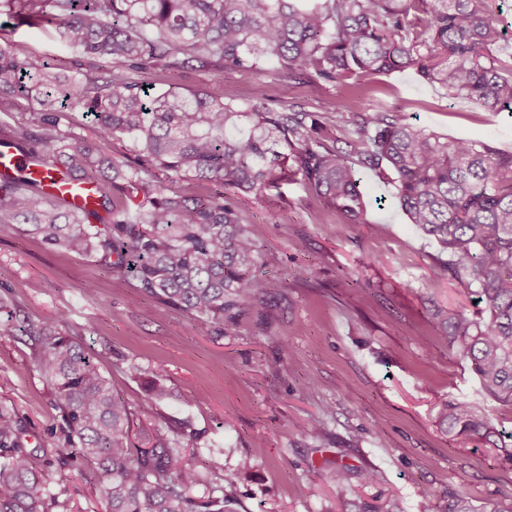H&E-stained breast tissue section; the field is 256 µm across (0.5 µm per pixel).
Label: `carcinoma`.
<instances>
[{
	"mask_svg": "<svg viewBox=\"0 0 512 512\" xmlns=\"http://www.w3.org/2000/svg\"><path fill=\"white\" fill-rule=\"evenodd\" d=\"M21 15L50 7L58 39L86 58L82 77L0 48V112L16 94L41 111L0 126L20 153L38 150L46 171L95 184L79 209L51 197L43 180L0 182V225H16L48 249L86 256L136 288L218 326L257 299L260 229L244 222L222 191L185 196L159 173L219 182L260 194L288 176L323 197L350 224L367 200L356 167L384 174L411 223L448 258L433 275L477 287L480 315L437 307L432 317L448 351L471 363L482 389L512 407V154L469 139L448 140L381 106L355 102L340 122L331 112L235 102L216 83L205 91L150 95L156 70L258 69L273 61L290 77L345 84L415 68L428 83L485 112H512V58L495 54L503 28L487 0H8ZM90 114L102 138L128 139L138 163L117 164L99 145L60 128L62 109ZM3 331L33 341L32 358L55 396L60 436L29 447L16 409L0 403V512H47L54 466L78 460L107 512H224L238 473L207 492L196 467L164 435L134 433L128 404L112 393L98 358L51 322L14 320ZM437 423L450 437L486 440L512 462L503 436L467 400L445 401ZM336 491L352 490L339 464Z\"/></svg>",
	"mask_w": 512,
	"mask_h": 512,
	"instance_id": "obj_1",
	"label": "carcinoma"
}]
</instances>
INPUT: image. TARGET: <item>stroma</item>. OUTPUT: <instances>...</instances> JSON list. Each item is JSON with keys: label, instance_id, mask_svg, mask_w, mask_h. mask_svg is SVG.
<instances>
[{"label": "stroma", "instance_id": "obj_1", "mask_svg": "<svg viewBox=\"0 0 512 512\" xmlns=\"http://www.w3.org/2000/svg\"><path fill=\"white\" fill-rule=\"evenodd\" d=\"M1 47L68 69L81 57L58 42L49 17L2 6ZM153 81L184 93L219 81L235 100L308 111L342 112L359 97L440 136L512 153V113L475 111L412 68L347 85L291 78L273 63L159 71ZM358 177L370 201L361 224L298 184L235 196L246 221L262 228L261 300L225 333L14 226L0 225V287L18 316L64 322L103 355L101 370L135 424L166 434L190 420L197 437L185 446L202 476L212 463L234 470L250 458L228 512H420L423 487L441 510L460 496L480 512H512V465L488 443L449 437L435 423L436 404L464 398L512 431V409L488 398L470 363L449 354L430 314L435 302L474 311L472 296L459 282L434 279L442 248L411 224L394 185L363 166ZM285 341L297 362L283 359ZM31 353L28 337L0 336V401L24 417L30 444L50 446L61 417ZM155 374L168 390L157 402L146 384ZM340 463L377 471L380 481L339 497L332 474ZM51 487L61 504L50 512L106 510L78 464L58 468Z\"/></svg>", "mask_w": 512, "mask_h": 512}]
</instances>
